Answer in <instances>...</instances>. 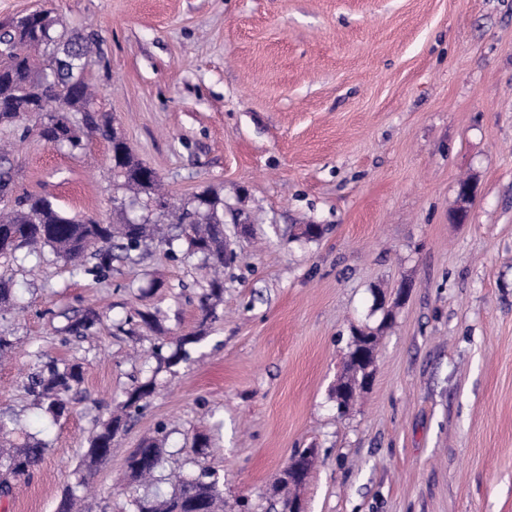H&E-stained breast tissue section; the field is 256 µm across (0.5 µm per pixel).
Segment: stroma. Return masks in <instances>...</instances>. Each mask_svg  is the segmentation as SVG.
Segmentation results:
<instances>
[{"label":"stroma","mask_w":512,"mask_h":512,"mask_svg":"<svg viewBox=\"0 0 512 512\" xmlns=\"http://www.w3.org/2000/svg\"><path fill=\"white\" fill-rule=\"evenodd\" d=\"M43 9L97 33V107L169 201L218 194L235 259L205 322L197 257L153 245L103 280L48 248L0 262L18 298L0 315V412L47 446L0 512H56L71 489L77 512H125L126 459L161 425L166 469L218 470L224 512H278L273 483L309 447L305 512H512V0H0V22ZM8 136L17 192L121 221L106 141L74 156L22 125ZM303 224L326 231L309 242ZM89 307L97 333L74 338ZM153 311L161 331H120ZM199 326L191 361L159 374L77 487L154 345ZM357 330L380 338L376 372L341 416ZM62 362L82 379L56 418L26 380Z\"/></svg>","instance_id":"obj_1"}]
</instances>
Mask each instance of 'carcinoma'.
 Wrapping results in <instances>:
<instances>
[{"label": "carcinoma", "mask_w": 512, "mask_h": 512, "mask_svg": "<svg viewBox=\"0 0 512 512\" xmlns=\"http://www.w3.org/2000/svg\"><path fill=\"white\" fill-rule=\"evenodd\" d=\"M94 33L58 30L51 12H31L0 25V128H14L35 117L38 134L50 142L57 129L73 131L71 150L83 149V139L98 134L111 146L112 179L118 188L135 192L142 200L156 198L157 172L135 157L124 139L112 129L111 117L94 110L89 83L91 45ZM60 100L61 111L50 110L46 104ZM11 208L0 214V256H7L24 246L44 245L60 257L74 263L77 275L92 271L105 278L112 272V260H134V254L154 242L177 255L174 242L182 245L185 257L199 256L205 262L224 266V215L222 200L203 191L186 202L177 216L178 234L162 236V220L171 216L168 205L154 215H147L140 224H102L92 217L68 215L43 196L24 193L6 198ZM97 260L93 269L83 264L87 252ZM223 281L215 276L200 298L201 322L212 316L213 306L222 300ZM98 315L88 310L72 321L67 332L86 338L98 324ZM202 339V330L180 336L174 346L154 347L155 372L170 370L191 358L188 346ZM80 381L76 366L51 364L33 374L28 390L36 404L55 417L66 409V395ZM157 389L156 376L137 382L126 393L121 411L100 423L89 440L84 456L92 463H101L112 454V443L128 423L148 406ZM45 447L33 442L0 457V495H7L11 482L25 479L43 459ZM166 449L153 441L142 442L127 458L126 469L132 481L144 483L147 491L127 499V512H224V483L202 467L191 478H178L171 491H161L160 471Z\"/></svg>", "instance_id": "carcinoma-1"}]
</instances>
